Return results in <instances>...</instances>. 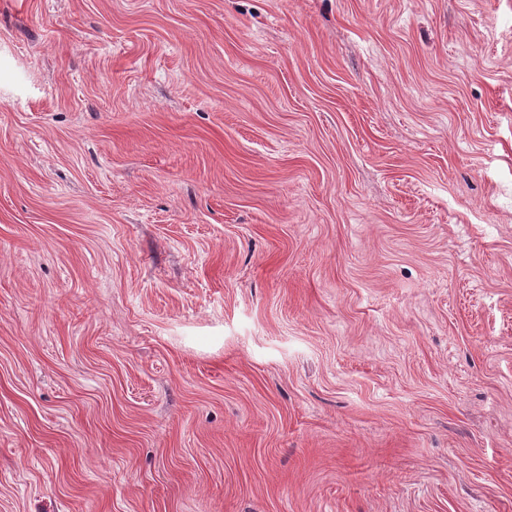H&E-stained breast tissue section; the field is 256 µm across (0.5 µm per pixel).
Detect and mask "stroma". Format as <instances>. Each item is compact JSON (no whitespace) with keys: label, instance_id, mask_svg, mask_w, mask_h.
<instances>
[{"label":"stroma","instance_id":"35a3bbf8","mask_svg":"<svg viewBox=\"0 0 512 512\" xmlns=\"http://www.w3.org/2000/svg\"><path fill=\"white\" fill-rule=\"evenodd\" d=\"M0 512H512V0H0Z\"/></svg>","mask_w":512,"mask_h":512}]
</instances>
